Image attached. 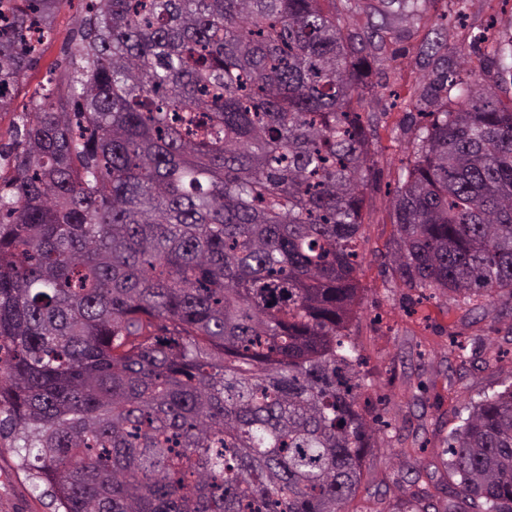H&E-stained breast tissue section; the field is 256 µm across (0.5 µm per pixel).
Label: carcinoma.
Returning a JSON list of instances; mask_svg holds the SVG:
<instances>
[{
	"instance_id": "obj_1",
	"label": "carcinoma",
	"mask_w": 512,
	"mask_h": 512,
	"mask_svg": "<svg viewBox=\"0 0 512 512\" xmlns=\"http://www.w3.org/2000/svg\"><path fill=\"white\" fill-rule=\"evenodd\" d=\"M336 0H89L0 193V438L53 512H358L375 420L346 333L372 139ZM69 0H14L0 112ZM442 73L392 270L512 299V39ZM448 435V507L512 512V383Z\"/></svg>"
}]
</instances>
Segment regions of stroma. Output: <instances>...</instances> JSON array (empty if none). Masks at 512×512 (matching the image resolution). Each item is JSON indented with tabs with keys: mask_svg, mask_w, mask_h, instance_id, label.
Masks as SVG:
<instances>
[{
	"mask_svg": "<svg viewBox=\"0 0 512 512\" xmlns=\"http://www.w3.org/2000/svg\"><path fill=\"white\" fill-rule=\"evenodd\" d=\"M81 16L72 0L55 17L52 40L27 79L13 93L10 111L0 114V145H8L15 123L48 70L70 45ZM396 52L368 48L372 92L366 113L372 119L375 155L363 211L365 240L358 272L361 300L349 331L365 356L361 367L371 385L360 393L363 412H379L388 430L379 431L365 459L360 499L375 512H409L412 469L446 484L448 435L466 417L470 400L501 391L512 382V300L469 313L462 297H432L405 288L386 264L394 238L391 201L403 168L418 149L417 129L429 122L433 101L408 110L403 100L421 96L435 60L426 44L433 28L447 31L449 43L469 46L512 39V0H432L426 17L392 20ZM483 337L475 362L449 357L453 345ZM0 512H52L50 500L34 491L7 440L0 439Z\"/></svg>",
	"mask_w": 512,
	"mask_h": 512,
	"instance_id": "35a3bbf8",
	"label": "stroma"
}]
</instances>
